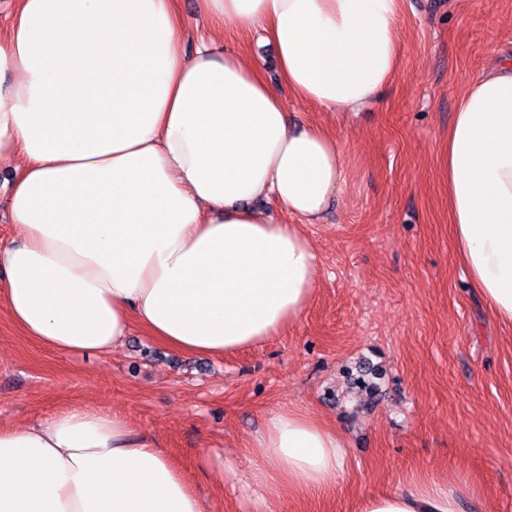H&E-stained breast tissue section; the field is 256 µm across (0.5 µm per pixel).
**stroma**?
<instances>
[{
	"mask_svg": "<svg viewBox=\"0 0 512 512\" xmlns=\"http://www.w3.org/2000/svg\"><path fill=\"white\" fill-rule=\"evenodd\" d=\"M185 36L244 49L278 83L273 47L176 0ZM401 67L380 100L333 121L286 97L298 127L335 126L346 184L308 227L315 296L271 341L225 356L133 333L106 357L59 353L0 313V426L65 406L124 415L193 480L204 512H358L415 480L470 490L461 512H512V326L467 280L448 221V127L462 90L512 55V0H405ZM306 412L349 441L343 482L274 491L251 451L270 412Z\"/></svg>",
	"mask_w": 512,
	"mask_h": 512,
	"instance_id": "35a3bbf8",
	"label": "stroma"
}]
</instances>
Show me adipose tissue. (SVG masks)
<instances>
[{
  "instance_id": "ef3b65f1",
  "label": "adipose tissue",
  "mask_w": 512,
  "mask_h": 512,
  "mask_svg": "<svg viewBox=\"0 0 512 512\" xmlns=\"http://www.w3.org/2000/svg\"><path fill=\"white\" fill-rule=\"evenodd\" d=\"M200 16L277 56L270 84L243 51L187 47L175 0H17L0 25V169L18 235L0 239V310L61 353L111 354L133 329L222 356L297 323L320 255L306 234L345 183L335 128H295L279 91L358 113L400 69L401 0H198ZM259 199L291 215L279 223ZM458 255L512 324V58L463 91L448 129ZM253 452L275 487L335 488L344 435L272 412ZM435 480L360 512H460ZM0 512H203L159 442L121 414L65 407L0 427Z\"/></svg>"
}]
</instances>
